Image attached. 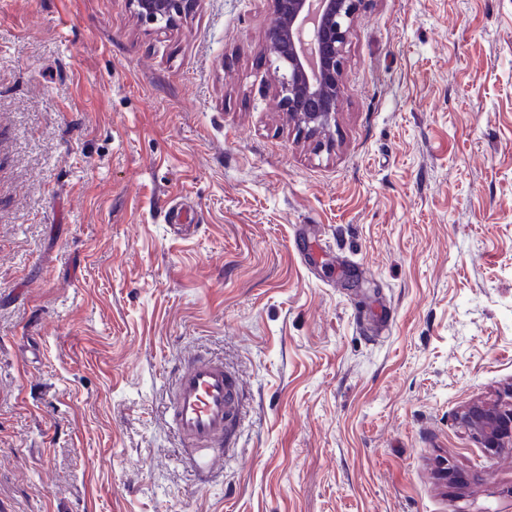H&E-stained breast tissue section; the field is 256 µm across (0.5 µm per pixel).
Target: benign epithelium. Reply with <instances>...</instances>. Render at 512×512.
I'll use <instances>...</instances> for the list:
<instances>
[{"label": "benign epithelium", "mask_w": 512, "mask_h": 512, "mask_svg": "<svg viewBox=\"0 0 512 512\" xmlns=\"http://www.w3.org/2000/svg\"><path fill=\"white\" fill-rule=\"evenodd\" d=\"M139 21L167 29L194 0H129ZM264 46L278 73L274 95L296 133L320 140L336 127L354 17L369 0H270ZM489 451L512 447V406L476 401L459 415Z\"/></svg>", "instance_id": "7a95c632"}]
</instances>
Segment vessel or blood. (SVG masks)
I'll use <instances>...</instances> for the list:
<instances>
[{
	"label": "vessel or blood",
	"mask_w": 512,
	"mask_h": 512,
	"mask_svg": "<svg viewBox=\"0 0 512 512\" xmlns=\"http://www.w3.org/2000/svg\"><path fill=\"white\" fill-rule=\"evenodd\" d=\"M164 416L196 472L222 464L246 414L240 380L223 358L197 352L173 370Z\"/></svg>",
	"instance_id": "b4317fda"
}]
</instances>
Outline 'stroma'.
Wrapping results in <instances>:
<instances>
[{
  "label": "stroma",
  "mask_w": 512,
  "mask_h": 512,
  "mask_svg": "<svg viewBox=\"0 0 512 512\" xmlns=\"http://www.w3.org/2000/svg\"><path fill=\"white\" fill-rule=\"evenodd\" d=\"M270 0H0V512H512V0H370L333 150L272 97ZM206 351L237 460L164 418ZM139 21L155 29L174 27L195 0H128ZM164 416L188 465L210 472L236 448L246 414L240 380L224 358L196 352L173 370ZM459 422L489 451L512 447V402L509 408L495 402H472L459 415Z\"/></svg>",
  "instance_id": "obj_1"
}]
</instances>
